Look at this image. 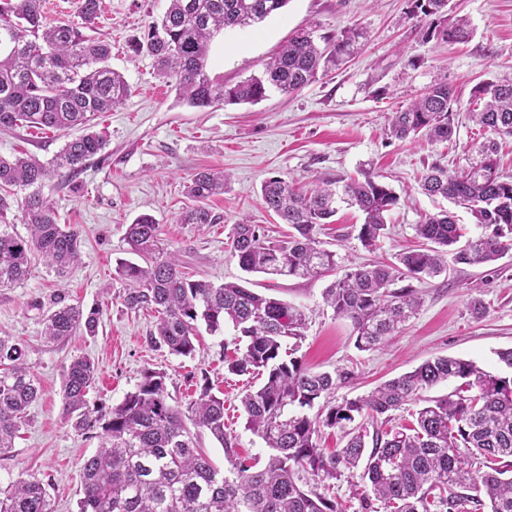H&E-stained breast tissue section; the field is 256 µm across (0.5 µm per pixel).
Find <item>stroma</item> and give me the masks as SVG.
Returning <instances> with one entry per match:
<instances>
[{"label":"stroma","mask_w":512,"mask_h":512,"mask_svg":"<svg viewBox=\"0 0 512 512\" xmlns=\"http://www.w3.org/2000/svg\"><path fill=\"white\" fill-rule=\"evenodd\" d=\"M449 5L470 22L473 33L466 42L425 40L422 26L407 16L410 0H289L259 28L228 29L215 38L210 76L233 85L260 75L280 45L310 25L322 33L362 27L366 38L359 53L299 92L273 88L256 104L198 109L180 104L174 86L158 77L153 57L135 50L150 17L162 15L167 0H110L92 35L111 41L110 65L124 76L131 93L121 107L96 120L108 139L105 158L87 162L73 181L56 175L43 187L59 223L79 227L84 238L80 260L61 276L36 263L24 284L0 288V333L27 341L28 364L40 386L13 448L0 456L1 480L23 471L35 474L49 482L54 512H77L82 468L100 440L74 432L62 414V373L75 356L95 362L97 376L88 400L103 410L120 404L148 369L166 372L168 392L183 407L197 397L201 382L209 381L224 399L226 432L239 455L266 457L264 442L245 427L240 404L254 380L224 367L233 329L202 333L193 357H175L150 346L153 314L124 306L126 283L117 263L129 256L126 227L138 215H153L163 243L180 252L191 275L217 284L236 281L244 273L230 251L233 224L246 217L275 238L288 230L261 204L265 178L279 175L308 188L370 169L401 197L389 215L381 255L390 258L412 245L415 224L445 205L421 193L419 177L435 163L451 171L467 166L489 139L469 117L476 88L512 82V0H450ZM443 74L461 106L451 141L388 136L390 113ZM63 143L62 133L54 130L0 131V156L25 154L47 163ZM208 167L228 176L223 196L209 203L218 223H179L188 202L186 185ZM362 221L357 208L340 205L333 228L321 236L343 265L373 258L357 238ZM330 282L327 276L307 281L259 274L252 276L251 287L304 311L307 327L299 353L310 368H355L358 379L343 389V396L368 393L437 356L502 372L497 353L512 348V253L491 264L452 263L447 273L420 282L418 314L387 345L366 352L354 347L350 321L325 306L323 292ZM59 292L67 302L99 310L96 335L62 343L44 339L42 313L34 304ZM476 301L486 306L484 315L473 313Z\"/></svg>","instance_id":"stroma-1"}]
</instances>
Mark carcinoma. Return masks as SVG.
<instances>
[{
	"label": "carcinoma",
	"instance_id": "carcinoma-1",
	"mask_svg": "<svg viewBox=\"0 0 512 512\" xmlns=\"http://www.w3.org/2000/svg\"><path fill=\"white\" fill-rule=\"evenodd\" d=\"M101 0H81L77 18L43 21L40 0H0V130L55 129L65 143L50 164L29 156L0 157V287L25 281L33 262L62 273L80 259L78 228L58 223L43 183L58 170L75 177L101 154L105 137L95 131L99 113L124 104L130 87L109 64L112 45L85 34L98 18ZM288 0H168L160 20L150 21L137 44L157 63L159 77L175 84L179 99L194 108L257 102L275 88L298 92L339 68L361 46L364 31L349 27L316 35L298 29L265 64L262 75L233 86L210 77L207 64L216 34L251 27L280 12ZM448 0H411L408 17L429 22L427 39L444 43L470 36L467 20L448 21ZM482 111L471 117L494 135L512 136V83L487 82L476 90ZM460 101L443 76L391 113V136L446 142L454 132ZM222 171L197 172L187 186L193 204L180 224H215L207 201L224 194ZM27 191L22 207L29 235L7 221L9 193ZM421 189L467 209L482 232L459 244L454 216L442 210L414 225L419 245L396 261L341 268L340 257L319 240L337 204L364 215L357 239L379 249L386 215L400 196L379 176L367 173L342 190L324 182L300 192L281 176L261 185L263 207L290 228L284 240L243 219L232 225L231 249L241 270L288 278L317 279L339 268L343 274L323 292L334 315L353 326L354 346L377 349L399 334L419 311L422 298L411 281L448 271L457 264L493 263L512 251V177L499 173L495 148L455 172L434 165ZM129 253L118 274L127 284L123 303L156 314L152 344L176 357H190L200 326L211 334L229 324L237 332L235 356L225 361L233 375L256 374L262 382L241 397L246 426L269 448L264 465L241 459L224 431V399L205 381L187 410L171 403L167 373L148 369L134 391L109 411L89 405L97 367L85 356L71 359L62 375L63 416L81 434L96 432L100 446L82 468L78 512H345L319 492L326 483L348 479L359 501L356 512H512V375L493 374L474 362L448 356L428 360L355 398L336 397L353 384L354 370L310 369L296 356L306 317L280 298L239 282L219 286L182 271L179 252L160 242V224L149 214L127 225ZM99 312L59 298L43 319L49 342L97 332ZM294 340L292 348L287 340ZM27 345L0 335V454L13 447L39 385L26 358ZM459 380L452 393L430 399L415 422L385 431L378 418L401 408L419 392ZM372 428H367V424ZM339 428L346 442L325 452L318 437ZM208 433L231 464L221 472L198 444ZM313 483L302 484V474ZM0 512H53L46 484L24 472L0 486Z\"/></svg>",
	"mask_w": 512,
	"mask_h": 512
}]
</instances>
